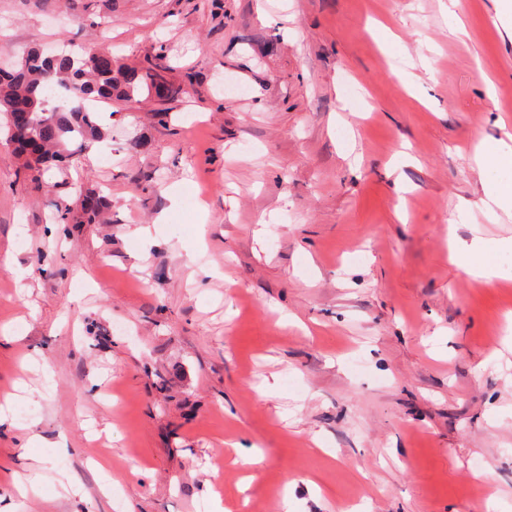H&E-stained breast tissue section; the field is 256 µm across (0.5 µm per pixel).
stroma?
Masks as SVG:
<instances>
[{"label": "stroma", "mask_w": 512, "mask_h": 512, "mask_svg": "<svg viewBox=\"0 0 512 512\" xmlns=\"http://www.w3.org/2000/svg\"><path fill=\"white\" fill-rule=\"evenodd\" d=\"M496 20V0H0V65L82 43L179 90L104 106L96 154L36 179L0 138V497L512 512V254L489 282L448 260L449 232L512 237L475 163L512 134ZM94 188L109 223H56Z\"/></svg>", "instance_id": "35a3bbf8"}]
</instances>
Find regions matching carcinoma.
<instances>
[{
    "mask_svg": "<svg viewBox=\"0 0 512 512\" xmlns=\"http://www.w3.org/2000/svg\"><path fill=\"white\" fill-rule=\"evenodd\" d=\"M53 85L73 94L80 89L81 99L102 98L106 101L134 100L144 91L162 100L171 87L163 75L151 67H136L120 62L110 53L72 51L45 56L28 53L12 70H0V116L9 141L24 158V171L41 176L44 168L85 154L104 140L108 130L93 112H73L58 105L48 94ZM110 208L107 196L100 191L84 194L76 210L62 205L57 211L60 224H95Z\"/></svg>",
    "mask_w": 512,
    "mask_h": 512,
    "instance_id": "cac0c4a2",
    "label": "carcinoma"
}]
</instances>
